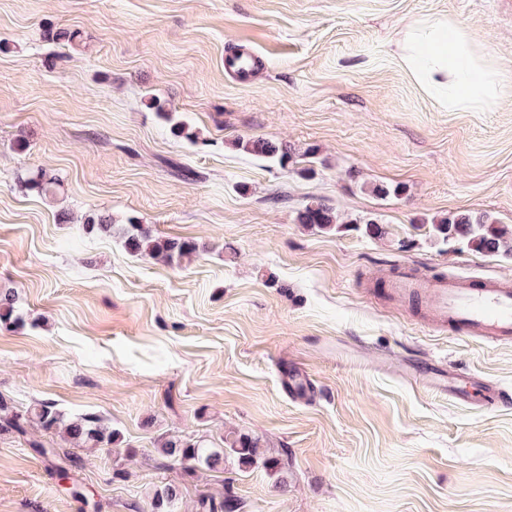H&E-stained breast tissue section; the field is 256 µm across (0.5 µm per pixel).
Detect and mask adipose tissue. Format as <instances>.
Returning <instances> with one entry per match:
<instances>
[{
	"label": "adipose tissue",
	"instance_id": "1",
	"mask_svg": "<svg viewBox=\"0 0 512 512\" xmlns=\"http://www.w3.org/2000/svg\"><path fill=\"white\" fill-rule=\"evenodd\" d=\"M401 66L447 112L512 96V79L475 50L472 35L448 17L410 26L397 43Z\"/></svg>",
	"mask_w": 512,
	"mask_h": 512
}]
</instances>
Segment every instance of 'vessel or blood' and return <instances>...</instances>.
Segmentation results:
<instances>
[{"mask_svg":"<svg viewBox=\"0 0 512 512\" xmlns=\"http://www.w3.org/2000/svg\"><path fill=\"white\" fill-rule=\"evenodd\" d=\"M427 286L434 316L457 334L478 335L493 343L512 341L511 282L456 277L432 280ZM435 376L458 402L469 404L478 398L483 405L494 406L503 399L496 382L461 376L448 371L446 364H438Z\"/></svg>","mask_w":512,"mask_h":512,"instance_id":"vessel-or-blood-1","label":"vessel or blood"}]
</instances>
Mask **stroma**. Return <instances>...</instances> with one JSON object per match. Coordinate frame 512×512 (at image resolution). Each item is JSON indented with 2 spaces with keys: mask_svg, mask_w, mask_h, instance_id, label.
I'll list each match as a JSON object with an SVG mask.
<instances>
[{
  "mask_svg": "<svg viewBox=\"0 0 512 512\" xmlns=\"http://www.w3.org/2000/svg\"><path fill=\"white\" fill-rule=\"evenodd\" d=\"M434 15L512 71V0H0V290L22 318L0 323V398L93 412L119 434L63 461L40 452L57 434L1 435L0 512H149L166 484L176 512L228 491L240 512H512V406L464 405L398 371L445 362L512 390V342L385 295L403 263L512 280V256L430 233L462 211L512 227V106L442 111L399 63L403 31ZM63 29L75 44L49 40ZM239 51L259 59L244 81L224 69ZM251 136L290 145L293 163L237 146ZM37 168L62 180L57 203L21 183ZM312 198L339 229L297 223ZM95 211L210 250L131 255L84 231ZM362 218L387 236L356 230ZM298 369L310 389L294 400ZM230 430L288 471L230 454L190 477L157 450L217 448Z\"/></svg>",
  "mask_w": 512,
  "mask_h": 512,
  "instance_id": "obj_1",
  "label": "stroma"
}]
</instances>
